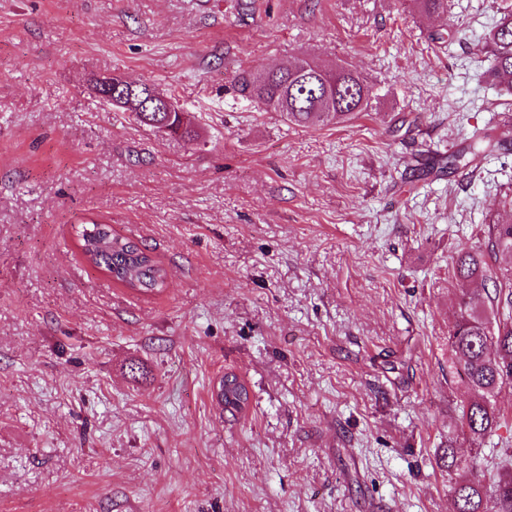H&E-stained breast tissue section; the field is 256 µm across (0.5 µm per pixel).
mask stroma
I'll list each match as a JSON object with an SVG mask.
<instances>
[{
    "instance_id": "obj_1",
    "label": "stroma",
    "mask_w": 512,
    "mask_h": 512,
    "mask_svg": "<svg viewBox=\"0 0 512 512\" xmlns=\"http://www.w3.org/2000/svg\"><path fill=\"white\" fill-rule=\"evenodd\" d=\"M249 1L0 0V512H453L444 450L490 482L512 459V386L472 445L448 345L452 259L512 217V93L480 51L512 0ZM296 56L360 72L369 112L302 127L240 91ZM109 74L198 139L103 103ZM477 129L506 149L420 177ZM89 217L165 288L87 264ZM217 397L224 405V411L231 414L244 411L250 402L247 385L233 373H226L219 381Z\"/></svg>"
}]
</instances>
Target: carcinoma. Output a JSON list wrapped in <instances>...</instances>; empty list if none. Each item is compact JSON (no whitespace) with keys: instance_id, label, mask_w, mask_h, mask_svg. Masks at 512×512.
<instances>
[{"instance_id":"obj_1","label":"carcinoma","mask_w":512,"mask_h":512,"mask_svg":"<svg viewBox=\"0 0 512 512\" xmlns=\"http://www.w3.org/2000/svg\"><path fill=\"white\" fill-rule=\"evenodd\" d=\"M489 59L486 76L494 84L512 92V9H504L481 46ZM238 84L266 111H279L283 97L291 100L288 121L306 126L315 121L345 123L368 111L376 98L373 84L358 72L342 65L320 64L295 57L287 64L265 72L247 73ZM136 118L168 135L189 141L197 131L178 114L151 108L135 113ZM498 145L485 134H476L448 161L431 160L426 173L441 176L451 168L471 167ZM83 258L101 269L113 281L139 293L161 290L164 270L146 248L112 232L109 224L83 229L80 238ZM512 255V220L489 225L487 251L461 250L454 261V274L463 281L490 282V307L478 309L461 297L456 319L448 331V342L457 360L456 373L473 392L462 407L463 433L476 443L497 426L492 397L512 384V269H491L489 253ZM217 397L224 411H244L250 402L247 385L235 374L226 373L219 381ZM507 476L488 486L476 465H463L453 447H448V473L457 475L451 485L456 512H512V469Z\"/></svg>"}]
</instances>
